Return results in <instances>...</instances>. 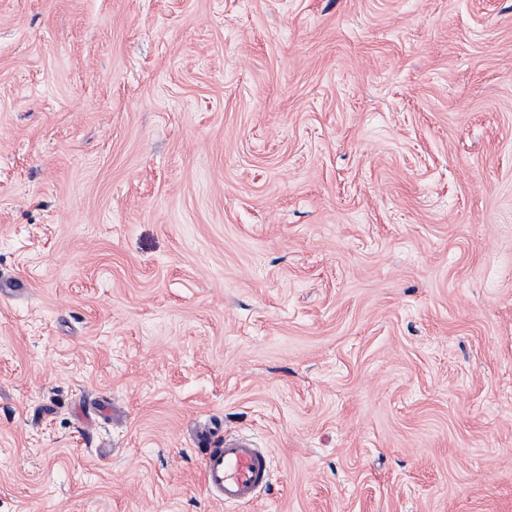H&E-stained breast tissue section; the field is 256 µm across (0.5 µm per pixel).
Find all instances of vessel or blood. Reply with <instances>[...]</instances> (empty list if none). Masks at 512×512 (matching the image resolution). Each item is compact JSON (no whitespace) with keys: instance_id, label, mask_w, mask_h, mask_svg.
<instances>
[{"instance_id":"1","label":"vessel or blood","mask_w":512,"mask_h":512,"mask_svg":"<svg viewBox=\"0 0 512 512\" xmlns=\"http://www.w3.org/2000/svg\"><path fill=\"white\" fill-rule=\"evenodd\" d=\"M206 492L229 505L250 504L270 482L271 458L247 438L206 449L201 461Z\"/></svg>"}]
</instances>
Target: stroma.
I'll return each instance as SVG.
<instances>
[{"label": "stroma", "instance_id": "1", "mask_svg": "<svg viewBox=\"0 0 512 512\" xmlns=\"http://www.w3.org/2000/svg\"><path fill=\"white\" fill-rule=\"evenodd\" d=\"M14 281L0 512H512V0H0ZM201 468L206 492L224 504L253 503L270 482L271 458L247 438H224L206 448Z\"/></svg>", "mask_w": 512, "mask_h": 512}]
</instances>
